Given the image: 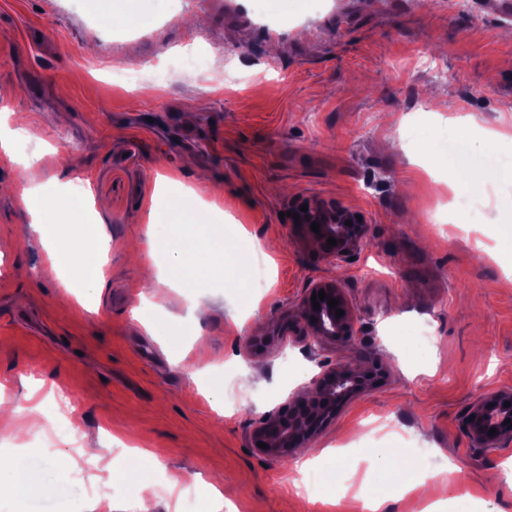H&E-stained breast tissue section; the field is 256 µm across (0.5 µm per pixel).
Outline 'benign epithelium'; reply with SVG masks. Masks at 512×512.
<instances>
[{"label": "benign epithelium", "instance_id": "7a95c632", "mask_svg": "<svg viewBox=\"0 0 512 512\" xmlns=\"http://www.w3.org/2000/svg\"><path fill=\"white\" fill-rule=\"evenodd\" d=\"M316 222L320 224V234L314 235L321 244L332 237L337 244L325 250L328 257H344L354 253L361 241L363 225L346 224L349 217L332 214L323 209L315 210ZM325 292V299L319 301L320 309H314L311 295ZM338 300L337 308L329 307L327 299ZM343 310L342 316L336 315V309ZM299 321H290L288 328L300 342L312 347L326 341L349 343L353 330V315L341 288L334 281L315 285L298 308ZM374 377L369 370H358L348 364L337 363L312 379L316 396L306 399L301 392L292 393L288 399L265 414L250 434L253 447L259 448L264 456L274 460L290 457L294 450L306 443L336 414L347 401L369 389ZM510 406H504V403ZM512 420V395L494 393L480 397L470 408L467 427L476 446L491 448L500 439L512 437V427L504 421ZM496 429L491 435L489 430Z\"/></svg>", "mask_w": 512, "mask_h": 512}]
</instances>
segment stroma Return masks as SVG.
I'll return each mask as SVG.
<instances>
[{
  "mask_svg": "<svg viewBox=\"0 0 512 512\" xmlns=\"http://www.w3.org/2000/svg\"><path fill=\"white\" fill-rule=\"evenodd\" d=\"M121 0H0V456L16 482L43 477L59 491L0 495V512H207L196 481L219 483L225 512H422L393 497L394 476L369 468L395 449L405 471L451 463L435 498L449 512H512L502 473L512 438L476 447L466 416L477 398L512 392V255L489 257L480 229L512 235V21L456 0H273L287 25L252 14V0H142L131 23L97 27ZM142 81H125L128 73ZM472 139L450 167L409 144V126ZM498 179L464 183L465 173ZM175 174L223 226L234 275L197 288L142 280L128 251L160 264L168 224L146 230L155 179ZM89 204L112 240L103 285L76 263L52 270L46 247L85 241L80 225L34 227L22 182ZM481 204L465 223L458 200ZM360 216L353 259L326 257L301 206ZM337 281L352 311L349 345L312 351L288 334L311 288ZM141 308L143 319L132 318ZM154 330H147L146 322ZM429 323L431 344L415 335ZM377 368L285 462L250 441L256 422L325 366ZM155 449L134 461L123 444ZM337 467L303 468L324 448ZM95 448L88 469L58 461ZM358 464L336 504L337 476ZM189 476L175 488L165 474ZM155 482L138 498L135 483Z\"/></svg>",
  "mask_w": 512,
  "mask_h": 512,
  "instance_id": "obj_1",
  "label": "stroma"
}]
</instances>
